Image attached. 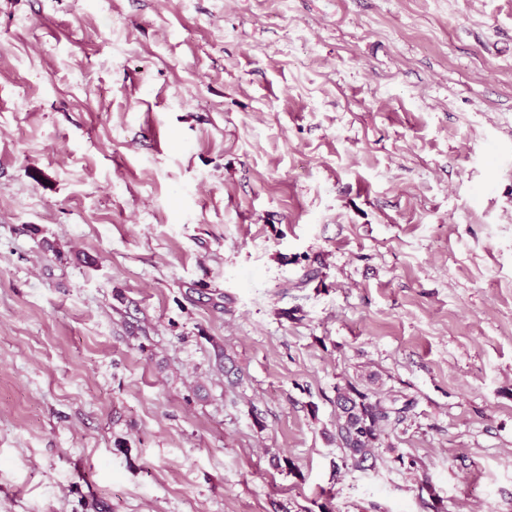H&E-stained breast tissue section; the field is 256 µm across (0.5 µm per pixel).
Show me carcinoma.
Wrapping results in <instances>:
<instances>
[{
  "label": "carcinoma",
  "instance_id": "1",
  "mask_svg": "<svg viewBox=\"0 0 512 512\" xmlns=\"http://www.w3.org/2000/svg\"><path fill=\"white\" fill-rule=\"evenodd\" d=\"M336 444L343 450L344 460L357 467L372 455L387 432L401 424L410 404L400 407L374 392L360 390L350 384L337 390Z\"/></svg>",
  "mask_w": 512,
  "mask_h": 512
}]
</instances>
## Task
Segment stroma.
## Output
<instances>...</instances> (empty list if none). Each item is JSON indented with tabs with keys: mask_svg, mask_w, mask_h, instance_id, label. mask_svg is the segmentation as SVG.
I'll use <instances>...</instances> for the list:
<instances>
[{
	"mask_svg": "<svg viewBox=\"0 0 512 512\" xmlns=\"http://www.w3.org/2000/svg\"><path fill=\"white\" fill-rule=\"evenodd\" d=\"M0 512H512V0H0ZM410 403L396 407L395 400L387 401L374 392L359 390L349 384L337 390L336 444L343 450L344 460L359 467L372 455L382 436L401 424Z\"/></svg>",
	"mask_w": 512,
	"mask_h": 512,
	"instance_id": "35a3bbf8",
	"label": "stroma"
}]
</instances>
